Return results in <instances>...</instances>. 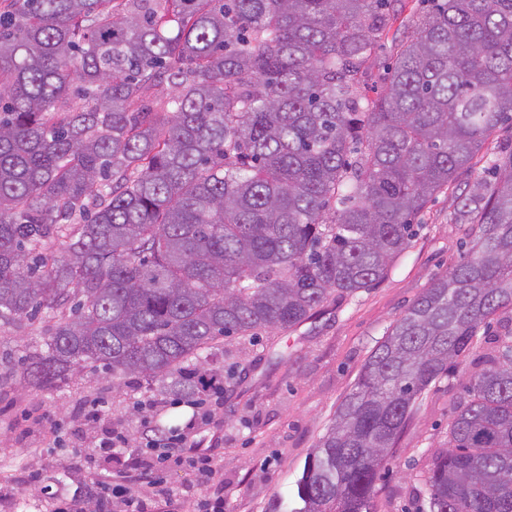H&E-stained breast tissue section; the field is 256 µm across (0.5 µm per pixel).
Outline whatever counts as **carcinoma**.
<instances>
[{
  "label": "carcinoma",
  "mask_w": 512,
  "mask_h": 512,
  "mask_svg": "<svg viewBox=\"0 0 512 512\" xmlns=\"http://www.w3.org/2000/svg\"><path fill=\"white\" fill-rule=\"evenodd\" d=\"M0 0V320L49 322V390L102 367L192 393L231 336L383 279L413 217L512 122V0ZM162 83L174 95L145 103ZM459 193L470 249L371 350L268 512H373L431 385L481 369L428 512H512V150ZM68 239L64 255L46 254Z\"/></svg>",
  "instance_id": "obj_1"
}]
</instances>
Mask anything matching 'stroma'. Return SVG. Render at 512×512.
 I'll list each match as a JSON object with an SVG mask.
<instances>
[{
	"instance_id": "1",
	"label": "stroma",
	"mask_w": 512,
	"mask_h": 512,
	"mask_svg": "<svg viewBox=\"0 0 512 512\" xmlns=\"http://www.w3.org/2000/svg\"><path fill=\"white\" fill-rule=\"evenodd\" d=\"M457 193L451 187L432 197L413 221L409 247L372 287L331 297L296 328L254 340L225 339L207 366L239 384L225 388L215 406L209 429L214 475L205 483L187 463L157 465L147 512H167L161 496L166 488L182 492L178 512H194L197 502L218 497L224 512H265L273 498L288 495L376 341L463 256L467 236L454 213ZM45 326L42 315L0 321V375L8 379L0 387V512H54L61 500L83 496L92 472L133 487L144 447L145 414L137 401L162 403L159 420L168 428L185 429L193 414L188 404H172L158 386L116 385L102 371L51 390L27 387L22 363L40 346ZM475 370L472 358L460 360L451 378L437 381L412 414L377 483L376 512H419L420 476L447 447L450 404L462 398V385ZM95 401L105 416L101 425L84 421ZM112 423L129 438L117 462L97 453Z\"/></svg>"
}]
</instances>
